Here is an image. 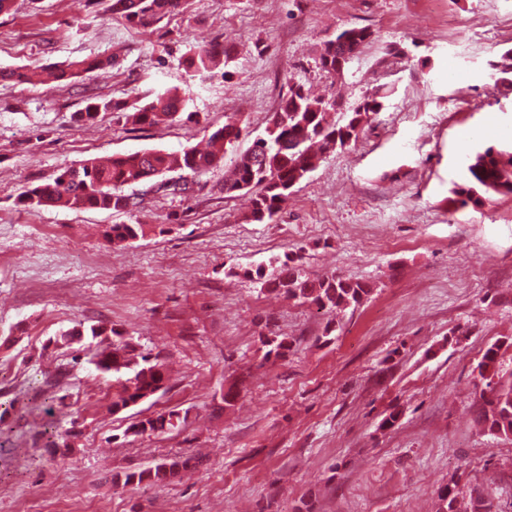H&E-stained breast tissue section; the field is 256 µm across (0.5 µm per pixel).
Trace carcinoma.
Returning <instances> with one entry per match:
<instances>
[{
  "instance_id": "obj_1",
  "label": "carcinoma",
  "mask_w": 512,
  "mask_h": 512,
  "mask_svg": "<svg viewBox=\"0 0 512 512\" xmlns=\"http://www.w3.org/2000/svg\"><path fill=\"white\" fill-rule=\"evenodd\" d=\"M183 5V0H113L110 10L121 14L128 22L149 26L164 15ZM372 36L366 28H349L323 44L319 56L320 68L331 73L336 59L351 56ZM233 46L224 48L205 40L197 41L185 63L195 75L204 77L217 66L229 65L233 58ZM112 66V60L83 59L73 61L57 71V78L65 80L80 73L104 71ZM37 72L30 68L0 71L3 80L31 83ZM118 109V103L101 101L88 104L79 113V120L91 123L99 113ZM383 110L379 96H371L362 102L343 120L335 118L336 101L314 97L303 90L289 89L288 97L271 118L266 145L254 142L241 152L233 167L224 176V194L229 197H248L249 217L254 222L270 221L288 201L291 189L313 170L318 155L336 147L344 148V139L355 141L360 131L356 126L365 125L371 116ZM185 111L184 100L175 92L165 90L131 113L133 122L141 125H160L181 120ZM240 119L231 117L223 127L209 136L210 148L184 149L178 152L143 150L112 156L101 164L94 159L86 160L77 167L62 171L51 183L25 189L20 202L31 210L46 206H58L72 210L104 209L131 212L135 206L132 195L125 188L147 185L163 175L178 171L202 173L224 158V142L230 137L239 138ZM468 185L459 193L476 205L482 203L477 191L486 193H512V166L503 163L493 148L476 153L467 165ZM143 224H112L105 227L104 237L116 246L144 237ZM271 271L255 270L259 280L280 288L293 298L308 302L329 314L361 304L369 294L366 285L337 276L310 278L290 264V259L270 261ZM90 335L114 337V340L98 353V369L121 373L133 371V375L119 383L112 394V410L119 411L146 401L167 390L168 374L159 360L138 358L135 347L112 327H89ZM481 377L493 379L499 376L498 351L490 348L478 365ZM479 421L488 430L503 436L512 433V375L505 381L495 382L479 415ZM181 424L179 413L168 411L139 421L129 427L135 435L166 433ZM48 448L52 456H64L73 450L70 444L72 430L59 429L48 422ZM191 459L174 457L151 468L124 474L123 485H159L179 476L190 466Z\"/></svg>"
}]
</instances>
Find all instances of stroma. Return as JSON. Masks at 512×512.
<instances>
[{"instance_id":"obj_1","label":"stroma","mask_w":512,"mask_h":512,"mask_svg":"<svg viewBox=\"0 0 512 512\" xmlns=\"http://www.w3.org/2000/svg\"><path fill=\"white\" fill-rule=\"evenodd\" d=\"M510 18L512 0H188L147 27L106 0H15L0 14V69L112 60L103 75L0 80V512H436L447 486L462 505L512 512V438L478 422L485 352L512 374V194L477 206L457 194L469 157L512 154V84L486 77L512 48ZM352 27L370 42L342 76L322 72L323 43ZM202 37L235 49L204 79L182 65ZM292 85L347 110L377 94L385 108L274 220L253 222L224 172ZM166 89L194 119H74L92 98ZM234 114L238 142L208 172H183L187 193L147 194L132 213L19 201L89 158L203 144ZM136 223L150 230L129 245L103 236ZM285 257L371 292L332 318L250 277ZM98 324L165 362L167 390L112 413L114 376L86 344L55 342ZM275 337L288 343L278 357ZM19 394L33 413L9 409ZM46 403L77 433L51 465L35 412ZM170 410L184 428L129 434ZM174 456L197 465L163 486L112 481Z\"/></svg>"}]
</instances>
